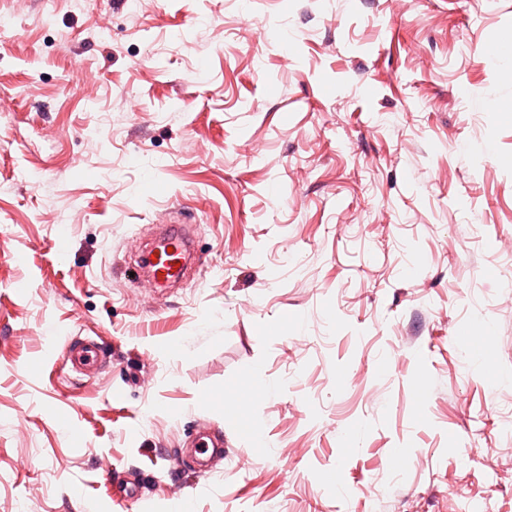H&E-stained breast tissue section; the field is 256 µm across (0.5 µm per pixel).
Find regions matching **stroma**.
Returning a JSON list of instances; mask_svg holds the SVG:
<instances>
[{
    "instance_id": "35a3bbf8",
    "label": "stroma",
    "mask_w": 512,
    "mask_h": 512,
    "mask_svg": "<svg viewBox=\"0 0 512 512\" xmlns=\"http://www.w3.org/2000/svg\"><path fill=\"white\" fill-rule=\"evenodd\" d=\"M46 12L0 0V512H512V0ZM168 247L172 251L168 252ZM188 253L187 240L180 234L172 232L147 253L144 265L158 283L167 284L183 278ZM66 351L71 362L78 368H91L101 364L105 358L100 346L94 342L86 341L81 345H66Z\"/></svg>"
}]
</instances>
